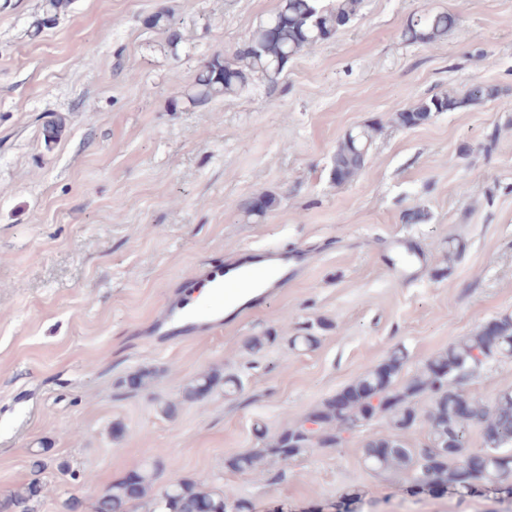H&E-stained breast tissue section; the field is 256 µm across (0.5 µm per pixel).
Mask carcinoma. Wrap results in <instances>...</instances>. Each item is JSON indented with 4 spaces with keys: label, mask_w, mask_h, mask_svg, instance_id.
Wrapping results in <instances>:
<instances>
[{
    "label": "carcinoma",
    "mask_w": 512,
    "mask_h": 512,
    "mask_svg": "<svg viewBox=\"0 0 512 512\" xmlns=\"http://www.w3.org/2000/svg\"><path fill=\"white\" fill-rule=\"evenodd\" d=\"M362 0H280L276 11L249 36L251 51L215 55L208 59L181 100L195 108L213 99L237 94L254 79L269 86L278 83L290 60L322 42L320 35H334L356 19ZM71 0H45L38 26H47L67 12ZM459 24L456 14L430 10L408 17L401 37L409 43L434 45L448 37ZM148 26L169 34V44H179L172 14L160 10L148 19ZM498 89L481 82L471 83L463 93L446 92L419 100L395 113L401 127L426 124L436 113L481 104L496 98ZM378 133L375 123L348 131L336 147L330 176L340 185L354 180L368 162L369 150ZM278 205L273 194H262L244 207L248 216L261 217ZM276 341L265 334L246 340L244 348L255 354ZM512 350V314L485 322L466 336L433 354L407 378L399 376L407 362L405 349L396 347L377 365L367 369L340 392L322 400L302 419L283 427L276 434L259 437L260 446L234 454L225 467L240 474H268V466L300 459L316 449L337 450L346 442L345 433L383 419L387 432L370 436L362 448L365 467L379 475H400L415 494L434 487L450 498L487 496L493 489L497 499L512 501V389L498 393L491 405L466 396L464 386L488 361ZM153 373L139 370L123 381L131 389L150 383ZM230 396L242 390L240 378L205 371L189 379L181 389L179 402L159 405L168 418L177 415L179 405L203 399L218 386ZM430 400L428 433L415 446L404 435L420 422L417 401ZM479 428L481 447H471L473 428ZM30 467L35 478L8 491L0 498V512H37L43 485L36 478L43 468L42 451L31 453ZM157 463L145 464L112 481L95 502V512H225L233 500L236 512H254L251 501L239 497L231 487H214L191 477L158 484ZM361 496L346 492L334 504L336 512H358Z\"/></svg>",
    "instance_id": "carcinoma-1"
}]
</instances>
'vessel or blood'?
<instances>
[{"instance_id":"vessel-or-blood-1","label":"vessel or blood","mask_w":512,"mask_h":512,"mask_svg":"<svg viewBox=\"0 0 512 512\" xmlns=\"http://www.w3.org/2000/svg\"><path fill=\"white\" fill-rule=\"evenodd\" d=\"M304 259L301 253L264 250L228 264L220 259L202 263L200 271L185 279L184 285L190 288L198 283L209 288L213 305L171 306L160 326L162 335L176 332L189 336L223 327L226 306H233L238 314L258 307L266 297L296 279Z\"/></svg>"}]
</instances>
